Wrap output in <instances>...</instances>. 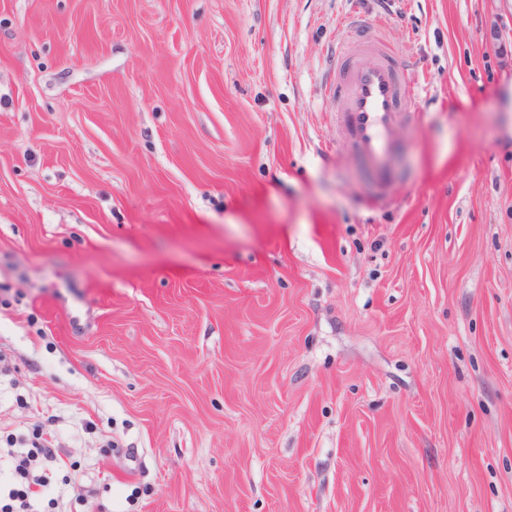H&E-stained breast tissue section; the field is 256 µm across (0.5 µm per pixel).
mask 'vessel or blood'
Segmentation results:
<instances>
[{"label": "vessel or blood", "instance_id": "b4317fda", "mask_svg": "<svg viewBox=\"0 0 512 512\" xmlns=\"http://www.w3.org/2000/svg\"><path fill=\"white\" fill-rule=\"evenodd\" d=\"M402 57L378 29L347 36L336 44L327 83L329 108L381 193L398 180L393 129L416 95Z\"/></svg>", "mask_w": 512, "mask_h": 512}]
</instances>
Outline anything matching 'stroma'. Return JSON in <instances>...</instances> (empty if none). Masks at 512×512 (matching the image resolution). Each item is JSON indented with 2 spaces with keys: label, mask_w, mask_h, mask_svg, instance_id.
<instances>
[{
  "label": "stroma",
  "mask_w": 512,
  "mask_h": 512,
  "mask_svg": "<svg viewBox=\"0 0 512 512\" xmlns=\"http://www.w3.org/2000/svg\"><path fill=\"white\" fill-rule=\"evenodd\" d=\"M379 14L423 93L373 206L319 78ZM35 431L45 512H512V0H0Z\"/></svg>",
  "instance_id": "35a3bbf8"
}]
</instances>
